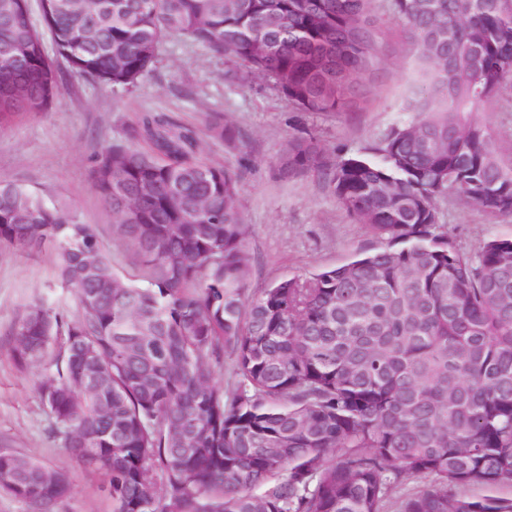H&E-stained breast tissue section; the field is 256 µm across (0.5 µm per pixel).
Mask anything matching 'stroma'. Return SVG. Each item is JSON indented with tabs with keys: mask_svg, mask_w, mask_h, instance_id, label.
<instances>
[{
	"mask_svg": "<svg viewBox=\"0 0 512 512\" xmlns=\"http://www.w3.org/2000/svg\"><path fill=\"white\" fill-rule=\"evenodd\" d=\"M385 68L367 78V103L349 112L293 111L266 83L251 78L224 85V60L189 43L167 45L153 72L129 93L92 82L61 66L57 97L47 111L23 113L0 126V179L38 192L68 208L77 221L97 225L115 271L132 275L130 250L112 235V212L91 184L101 148L123 140L148 115L164 114L194 129L202 155L240 176L239 206L251 235L250 291L272 282L347 261L373 247L314 174L288 177L276 157L293 133L319 140L327 164L385 138L411 118L407 104L422 97L423 76L401 26L384 37ZM221 112L244 135L230 147L208 137L206 119ZM449 236L466 251L491 238H512V222L488 219L477 207L442 202ZM72 308L47 250L0 245V446L65 471L71 493L55 512H108L100 475L86 468L47 433L48 420L37 386L42 372L12 359L11 330L35 300Z\"/></svg>",
	"mask_w": 512,
	"mask_h": 512,
	"instance_id": "35a3bbf8",
	"label": "stroma"
}]
</instances>
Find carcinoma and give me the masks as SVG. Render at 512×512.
<instances>
[{"label": "carcinoma", "mask_w": 512, "mask_h": 512, "mask_svg": "<svg viewBox=\"0 0 512 512\" xmlns=\"http://www.w3.org/2000/svg\"><path fill=\"white\" fill-rule=\"evenodd\" d=\"M0 0V124L43 112L59 62L125 93L175 40L270 83L297 112L367 98L390 21L441 106L327 171L311 136L278 155L321 175L379 245L246 288L239 176L164 116L102 148L93 185L136 277L93 224L0 180V242L50 249L75 312L42 300L13 326L49 433L102 475L112 512H512V238L458 248L453 198L512 220V155L472 116L512 85V0ZM484 98L474 101L477 90ZM210 136L234 143L220 118ZM229 373L230 395L218 377ZM0 490L54 512L68 476L0 448Z\"/></svg>", "instance_id": "carcinoma-1"}]
</instances>
